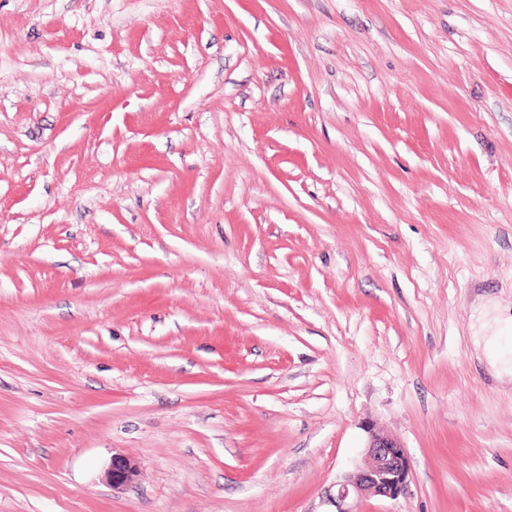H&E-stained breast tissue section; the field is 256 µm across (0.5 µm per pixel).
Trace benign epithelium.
<instances>
[{"label": "benign epithelium", "mask_w": 512, "mask_h": 512, "mask_svg": "<svg viewBox=\"0 0 512 512\" xmlns=\"http://www.w3.org/2000/svg\"><path fill=\"white\" fill-rule=\"evenodd\" d=\"M137 468L131 460L112 458L106 480L115 489L132 483ZM410 474L406 449L393 437L371 432L366 447L364 464L347 474L336 484V493L328 494L335 512H357L352 501L363 497L395 498L405 491Z\"/></svg>", "instance_id": "1"}]
</instances>
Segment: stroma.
<instances>
[{
    "label": "stroma",
    "instance_id": "obj_1",
    "mask_svg": "<svg viewBox=\"0 0 512 512\" xmlns=\"http://www.w3.org/2000/svg\"><path fill=\"white\" fill-rule=\"evenodd\" d=\"M484 302L512 0H0V512H512ZM365 460L343 481L336 484V494L328 493L329 512H357L353 500L363 497L395 498L405 491L410 474L406 449L393 437L369 431ZM136 473V465L131 460L115 457L106 472V480L112 485V488L122 489L134 481Z\"/></svg>",
    "mask_w": 512,
    "mask_h": 512
}]
</instances>
